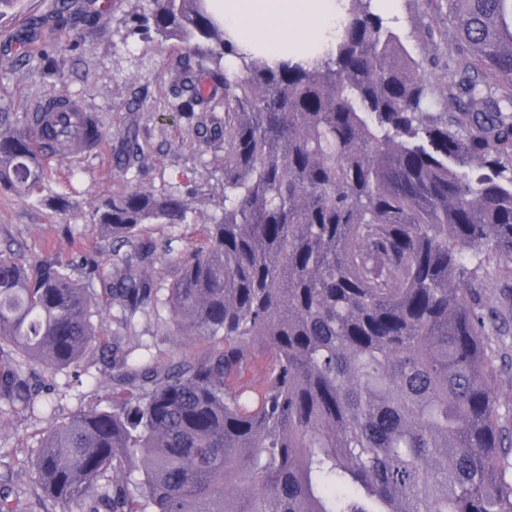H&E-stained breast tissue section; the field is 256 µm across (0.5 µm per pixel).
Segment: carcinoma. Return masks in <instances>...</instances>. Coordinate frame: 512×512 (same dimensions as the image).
<instances>
[{"mask_svg": "<svg viewBox=\"0 0 512 512\" xmlns=\"http://www.w3.org/2000/svg\"><path fill=\"white\" fill-rule=\"evenodd\" d=\"M373 2L346 0L330 45L272 65L207 0H146L135 33L180 45L179 110L224 86L209 242L162 251L179 327L224 347L152 365L93 320L157 305L154 250L133 240L187 222L178 189L97 200L101 290L74 258L0 251V408L34 412L28 366L93 353L112 370L104 396L0 454L8 474L29 470L39 512H512L493 346L509 318L476 303L495 260L512 261V0H431L455 44L438 48L441 87ZM47 129L67 158L69 127L49 115ZM37 139L0 107L1 189L40 188ZM140 153L126 132L123 168ZM251 342L274 353L256 398L226 388Z\"/></svg>", "mask_w": 512, "mask_h": 512, "instance_id": "cac0c4a2", "label": "carcinoma"}]
</instances>
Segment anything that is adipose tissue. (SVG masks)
<instances>
[{"label":"adipose tissue","mask_w":512,"mask_h":512,"mask_svg":"<svg viewBox=\"0 0 512 512\" xmlns=\"http://www.w3.org/2000/svg\"><path fill=\"white\" fill-rule=\"evenodd\" d=\"M224 26L245 46H259L269 62L297 59L301 49L328 39L338 0H216Z\"/></svg>","instance_id":"obj_1"}]
</instances>
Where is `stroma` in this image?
<instances>
[{"label":"stroma","instance_id":"1","mask_svg":"<svg viewBox=\"0 0 512 512\" xmlns=\"http://www.w3.org/2000/svg\"><path fill=\"white\" fill-rule=\"evenodd\" d=\"M52 0H21L15 11L0 19V103L27 112L44 98L64 94L83 100L98 117L104 132L98 154L83 160L49 164L41 196L29 198L0 190V250H13L25 264L53 253L63 258L94 254L107 262L109 246L93 221L97 198L129 189L159 194L173 187L195 193L223 181L224 142L199 138L195 125L171 108L174 66L180 54L176 42L144 40L132 33V19L144 0H108L99 24L76 26L50 19ZM431 0H397L400 33L411 53L431 57L434 41L412 35V23L433 20ZM133 131L143 148L139 163L121 168V137ZM68 200L67 211L50 207L53 197ZM187 224H147L138 239L157 248L172 246L185 252L208 243L214 207L195 201ZM99 319L122 334L138 358L170 364L197 360L221 347L220 338L183 334L168 308L138 316L131 329H122L109 308ZM273 364L271 351L260 345L247 348V360L231 388L261 390ZM100 373L95 356H86L74 371L55 375L36 371L32 383L42 403L34 413L5 416L0 421V448L36 447L54 419L68 417L89 401Z\"/></svg>","mask_w":512,"mask_h":512}]
</instances>
